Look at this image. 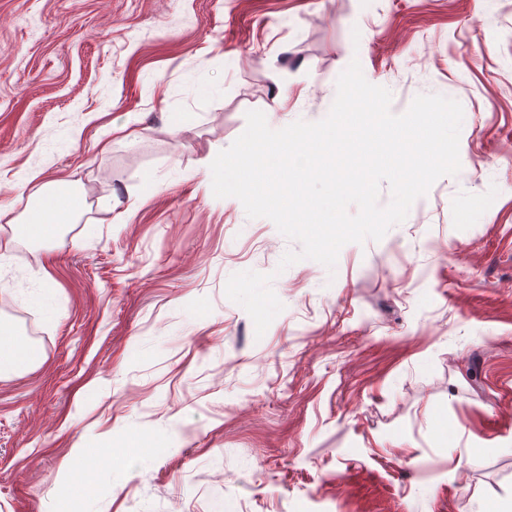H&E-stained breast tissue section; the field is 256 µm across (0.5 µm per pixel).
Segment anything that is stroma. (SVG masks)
<instances>
[{"mask_svg":"<svg viewBox=\"0 0 512 512\" xmlns=\"http://www.w3.org/2000/svg\"><path fill=\"white\" fill-rule=\"evenodd\" d=\"M359 60L457 175L334 269L212 191ZM63 180L75 223L29 232ZM112 200V211L101 209ZM0 512H512V0H0ZM272 275L263 336L225 294Z\"/></svg>","mask_w":512,"mask_h":512,"instance_id":"stroma-1","label":"stroma"}]
</instances>
